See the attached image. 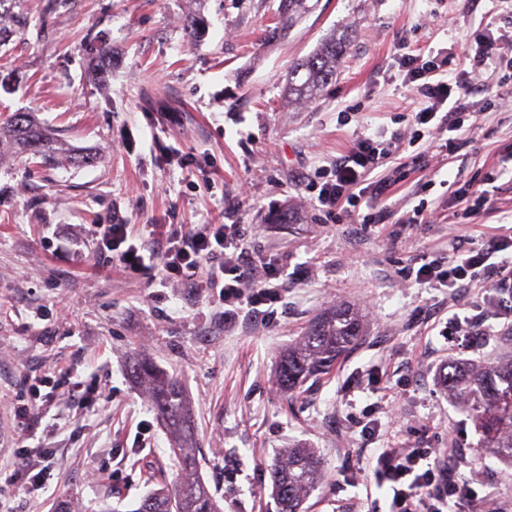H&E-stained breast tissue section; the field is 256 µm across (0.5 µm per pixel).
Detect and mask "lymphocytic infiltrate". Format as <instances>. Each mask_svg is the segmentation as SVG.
<instances>
[{"mask_svg":"<svg viewBox=\"0 0 512 512\" xmlns=\"http://www.w3.org/2000/svg\"><path fill=\"white\" fill-rule=\"evenodd\" d=\"M460 69L454 81L443 75L451 62ZM398 65L408 87L421 107L412 113L406 132L380 140L365 137L330 164L317 168L307 183L318 207L329 216L348 217L358 224H383L391 212L384 207L397 183L395 173L385 167L395 157L420 143L440 153H455L470 141L479 110H493L494 100L484 105L471 101L472 74L492 68L499 85L512 84V49L485 31H475L470 44L458 58L440 51L429 56L403 53ZM379 201V208L361 213L363 196ZM103 247L124 270L137 276L157 268L158 284L196 280L224 307L225 321L239 313L261 314L279 303L286 279L276 260H256L247 247L248 230L241 224H207L188 229L179 224H153L145 235H132L122 216L98 227ZM206 278H199V270ZM411 283L443 288L455 295L474 288H493L499 294L512 293V241L491 238L487 247H455L448 262L431 260L407 268ZM455 458L433 456L431 449H380L371 475L377 487L389 488L392 498L388 512H449L455 499H466L470 489L456 479Z\"/></svg>","mask_w":512,"mask_h":512,"instance_id":"f902f5d3","label":"lymphocytic infiltrate"}]
</instances>
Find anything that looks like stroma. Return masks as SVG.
Returning <instances> with one entry per match:
<instances>
[{
	"label": "stroma",
	"instance_id": "1",
	"mask_svg": "<svg viewBox=\"0 0 512 512\" xmlns=\"http://www.w3.org/2000/svg\"><path fill=\"white\" fill-rule=\"evenodd\" d=\"M8 0L0 9V113L32 112L66 151L54 159L0 145V512H134L158 484L182 478L165 425L131 366L176 376L192 406L201 473L224 512H277L271 467L300 441L326 476L307 512H372L385 490L366 475L376 449L451 448L476 496L458 512H512V466L478 448L473 421L448 396V359L512 354V321L491 318L479 349L440 331L464 301L404 281L402 268L449 258L451 188L512 157V87L481 77L472 101L495 99L455 156L408 164L389 193L395 221L326 218L305 192L315 169L360 137H390L420 104L398 68L456 51L473 30L504 34L512 0H307L287 36L280 0ZM201 32L188 37L193 24ZM347 52L320 96L284 95L289 66L331 34ZM466 224L470 247L512 234V177ZM429 224H402L415 207ZM294 208L295 224L275 216ZM255 228L247 245L288 273L264 320L225 324L210 295L152 272L124 274L94 227L221 224ZM344 302L362 313L359 346L335 372L288 397L280 355L308 322ZM59 389L34 386L47 369ZM93 387L83 402L74 384ZM50 454L46 488L21 469V426Z\"/></svg>",
	"mask_w": 512,
	"mask_h": 512
}]
</instances>
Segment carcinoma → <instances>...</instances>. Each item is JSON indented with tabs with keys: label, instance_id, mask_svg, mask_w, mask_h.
I'll use <instances>...</instances> for the list:
<instances>
[{
	"label": "carcinoma",
	"instance_id": "1",
	"mask_svg": "<svg viewBox=\"0 0 512 512\" xmlns=\"http://www.w3.org/2000/svg\"><path fill=\"white\" fill-rule=\"evenodd\" d=\"M307 0H281L279 29L288 33ZM344 41L336 35L325 39L310 55L288 70V102L303 104L316 99L334 77L343 58ZM0 140L21 151L47 158L62 150L53 134L31 112H15L0 120ZM365 333L363 316L347 305H338L313 318L279 361L276 381L291 397L308 382L329 374ZM133 373L169 429L172 451L183 477L173 488L163 487L143 497L133 512H223L215 494L200 478L202 459L190 425V403L180 381L151 362L133 364ZM440 382L451 399L475 422L480 445L495 457L512 462V355L495 363L450 361L440 371ZM325 478L322 458L305 443L285 449L271 471L273 494L279 512H303L310 494Z\"/></svg>",
	"mask_w": 512,
	"mask_h": 512
}]
</instances>
